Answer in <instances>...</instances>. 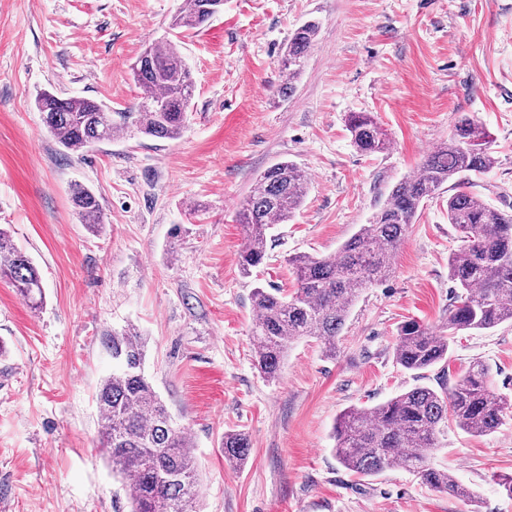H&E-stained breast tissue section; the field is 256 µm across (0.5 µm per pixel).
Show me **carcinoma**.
Masks as SVG:
<instances>
[{
	"mask_svg": "<svg viewBox=\"0 0 512 512\" xmlns=\"http://www.w3.org/2000/svg\"><path fill=\"white\" fill-rule=\"evenodd\" d=\"M224 9V0H186L170 24L172 29H199ZM318 31L309 21L288 42L282 65L291 80L301 72ZM133 77L141 90L136 112L118 118L93 100L60 98L43 91L36 104L57 142L70 152L85 149L131 128L158 139H176L185 131L194 92L190 68L176 43L165 40L144 49ZM347 129L356 149L383 153L387 132L369 112H352ZM490 134L464 115L448 140L423 161L419 172L398 182L386 203L331 256L299 255L288 259L296 281L291 295L281 288L254 289L255 317L251 335L255 362L269 381L280 378L294 342L318 341L335 356L351 310L363 290L386 279L391 256L403 243L424 203L451 183L460 185L471 173L490 171L496 163ZM308 179L295 163H276L261 173L238 205L236 218L247 244L239 252L244 275L267 258V234L303 204ZM72 201L81 221L100 235L106 231L102 205L88 188L76 185ZM448 223L462 245L448 258L450 279L458 291L448 319L437 330L416 320L398 328L396 362L409 371H425L448 362L450 343L461 332L489 330L512 322V213L458 191L448 196ZM0 279L9 281L32 308L45 298L44 285L32 259L20 250L10 232L0 228ZM146 339L134 328L114 330L105 348L117 368L101 381L96 401L101 415V454L118 466L131 512H196L197 461L185 428L177 426L161 396L142 371ZM491 368L475 362L450 387L418 386L371 408L351 407L334 427V453L348 471L363 477L402 468L432 490L460 499L474 493L447 470L432 463L442 427L453 419L464 432L485 436L496 432L512 414V397L492 388ZM224 460L241 465L250 441L242 433H224Z\"/></svg>",
	"mask_w": 512,
	"mask_h": 512,
	"instance_id": "carcinoma-1",
	"label": "carcinoma"
}]
</instances>
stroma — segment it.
Listing matches in <instances>:
<instances>
[{"label":"stroma","instance_id":"obj_1","mask_svg":"<svg viewBox=\"0 0 512 512\" xmlns=\"http://www.w3.org/2000/svg\"><path fill=\"white\" fill-rule=\"evenodd\" d=\"M184 3L0 0V224L45 287L34 310L0 280V512H130L97 452L94 399L112 370L105 338L129 325L147 340L145 375L194 443L197 512H512L496 483L512 474V419L487 436L441 433L433 462L474 491L469 501L402 469L354 475L332 451L345 409L454 382L476 361L512 395L511 322L456 336L445 372L419 377L393 358L404 320L438 329L454 302L447 194L424 205L386 280L362 292L336 358L301 340L270 382L251 336L253 289L293 291L289 258L336 253L461 114L486 128L497 159L464 191L512 211V0H224L204 27L171 30ZM310 20L318 33L292 79L281 58ZM160 39L177 42L195 80L182 136L62 148L37 91L137 111L131 67ZM352 112L375 115L386 152L353 146ZM284 160L308 175L306 199L271 229L266 263L243 275L237 206ZM77 184L98 197L105 234L80 223ZM230 431L251 441L237 467L224 461Z\"/></svg>","mask_w":512,"mask_h":512}]
</instances>
